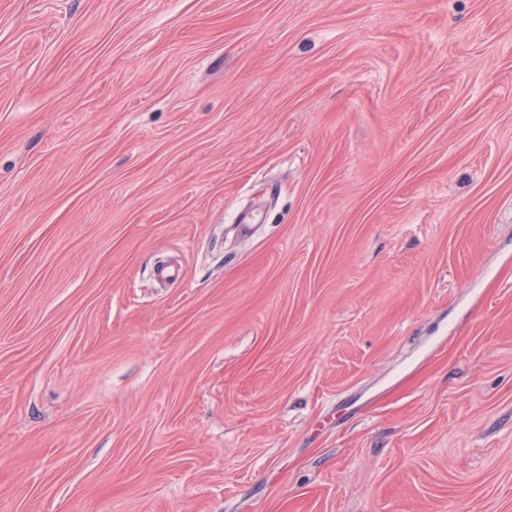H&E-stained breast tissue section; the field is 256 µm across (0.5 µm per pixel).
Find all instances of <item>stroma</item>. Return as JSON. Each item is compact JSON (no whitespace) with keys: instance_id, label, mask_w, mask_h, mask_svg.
Masks as SVG:
<instances>
[{"instance_id":"obj_1","label":"stroma","mask_w":512,"mask_h":512,"mask_svg":"<svg viewBox=\"0 0 512 512\" xmlns=\"http://www.w3.org/2000/svg\"><path fill=\"white\" fill-rule=\"evenodd\" d=\"M0 512H512V0H0Z\"/></svg>"}]
</instances>
